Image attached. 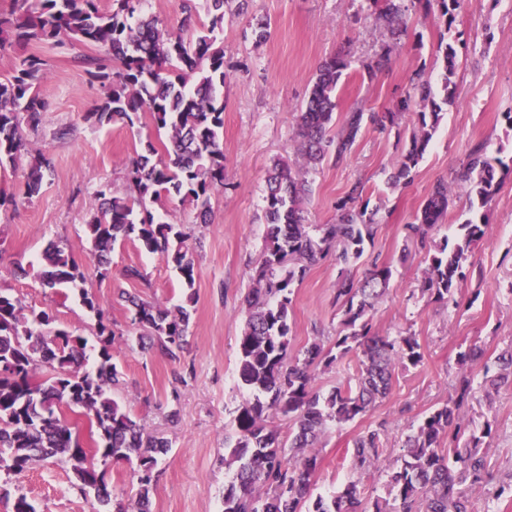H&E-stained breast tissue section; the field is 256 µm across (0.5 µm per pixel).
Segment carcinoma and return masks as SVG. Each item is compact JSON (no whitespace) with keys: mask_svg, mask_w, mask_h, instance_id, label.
Returning <instances> with one entry per match:
<instances>
[{"mask_svg":"<svg viewBox=\"0 0 512 512\" xmlns=\"http://www.w3.org/2000/svg\"><path fill=\"white\" fill-rule=\"evenodd\" d=\"M212 14L208 33L191 41L184 29L193 18L195 0H183L185 17L178 28L159 26L158 19L140 16L142 0H112L100 10L98 0H10L0 12V53L16 54L13 73L0 78V169L16 166L28 152L24 128H36L45 104L39 87L46 78L45 62L25 52L33 42L56 47L66 44L97 49L95 55H77L74 61L89 77L102 84L105 96L86 119L99 126L121 122L133 126L141 112L150 113L159 129L168 132L171 150L156 161L152 142L136 154L129 168L131 193L124 196L98 192V203L85 224V235L97 259L100 279L109 276V256L115 246L138 242L178 270L189 289L184 300L167 306L120 297L133 307L131 325L138 339L149 338L171 359L183 352L190 326V292L195 280V259L190 235L174 224H165L147 203L179 197L208 222L213 190L224 185V47L215 31L223 28L226 8H248L249 0H207ZM403 0H372L375 20L398 37L406 28ZM462 0H426L428 11L438 13L437 53L443 73L438 83L424 71L409 77V89L380 110L352 107L336 123L337 89L351 68L347 55L324 60L315 74L309 96L298 113L302 161L276 160L266 176L263 197L268 224L264 260L255 286L245 298L246 310L238 339L239 378L252 393L234 416L235 443L224 455V467L233 471L224 489V512H491L508 486L492 485L487 471L483 439L490 424L473 427L464 410L476 399L471 369L489 370L486 350L472 344L457 354L460 372L454 396L425 414L407 436L404 453L396 465L385 469L386 497L372 507L364 502L360 480H349L335 492L311 497L318 468L314 452L330 423L342 424L367 415L387 398L398 365L415 366L422 360L411 336L389 338L373 327L376 304L386 294L394 270L389 262L368 254L381 225L378 212L364 203L365 185L352 183L336 204V222L319 224L318 235L308 231L304 203L310 194L308 175L324 161L341 166L352 155L365 131L388 134L401 129L406 116H417L408 148L388 177L393 186L409 184L423 160L443 117V107L453 103L458 51L446 40L455 11ZM391 48L376 58L359 61L362 75L373 78L389 62ZM52 157L37 153L28 163L23 197L39 194ZM500 185L496 168L482 144L474 146L454 178V186L439 180L425 200L415 222L404 226L401 259L411 251L424 254L427 268L421 292L436 301L450 302L467 279L469 258L475 244L487 233V224L469 220L459 225L454 240L436 238L440 224L453 204L454 191L472 207H490ZM333 257L339 267L335 284L340 329L325 346L315 338L302 356L288 358L291 331L289 309L293 286L312 267ZM367 260L361 277L351 267ZM292 264L283 277L277 269ZM42 286L54 289L70 284L79 288L82 305L98 317L99 350L95 365L85 368V338L56 323L47 310H36L0 288V471L21 473L36 462L54 458L70 465L82 490L96 493L101 505L110 504L105 473L88 460L66 411L78 409L96 428L95 453L103 463L128 462L137 468L136 497L116 512H150L151 492L159 458L170 442L151 435L134 420L110 392L120 383L112 363L115 333L104 321L100 298L82 287L84 272L71 248L51 242L42 254L38 274ZM359 367L354 377L336 385L327 395L312 388L317 369H329L349 354ZM497 372L486 380L485 397L512 387V349L494 360ZM288 418V440L268 418ZM382 448L377 429L360 433L353 443L352 469L366 473L377 468ZM486 489V504L471 499L462 489L466 481Z\"/></svg>","mask_w":512,"mask_h":512,"instance_id":"cac0c4a2","label":"carcinoma"}]
</instances>
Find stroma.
Returning <instances> with one entry per match:
<instances>
[{"label": "stroma", "instance_id": "stroma-1", "mask_svg": "<svg viewBox=\"0 0 512 512\" xmlns=\"http://www.w3.org/2000/svg\"><path fill=\"white\" fill-rule=\"evenodd\" d=\"M268 19L265 42L256 43L253 21ZM407 28L391 39L376 26L370 0H250L246 13L226 15L217 38L224 47V186L211 195V221L199 224L189 206L171 199L158 209L162 221L192 229L196 239L195 302L184 352L172 360L144 351L136 342L132 312L118 299L127 291L151 302L178 303L185 287L171 263L146 253L138 243L116 246L111 273L99 279L84 235L90 206L99 190L115 196L129 192L128 165L145 143L166 141L150 114L134 126H98L85 114L96 105L103 87L90 82L72 60L71 51L30 45L48 74L40 86L45 103L41 124L26 129L30 152L54 160L40 193L0 210V287L29 307L52 310L59 324L88 341V358L99 344L97 319L76 292L42 288L35 277L14 278V262L38 264L49 242L68 245L82 262L87 289L99 295L106 319L116 333L112 361L122 375L111 395L147 433L166 438L171 448L157 467L152 512H221L224 488L232 473L221 459L235 440L234 411L251 393L237 374V342L245 318V297L254 286L263 258L267 224L263 196L274 160L298 157L297 113L307 99L319 65L339 52L358 61L394 42L391 62L374 79L356 69L343 76L339 111L354 106L381 108L408 90L418 69L438 80L442 62L436 54L439 23L435 16L409 9ZM464 42L454 77L455 102L445 110L433 142L413 182L390 188L387 173L403 147L396 134L367 133L347 165L325 164L309 178L305 205L309 225L336 220V202L354 181L366 186L369 209L385 219L374 250L395 263L388 293L377 304L373 326L382 336H412L423 352L415 367H397L390 395L355 421L329 425L318 445L315 490L329 494L359 478L367 495H382L383 468L396 463L409 426L445 403L455 383L457 354L470 344L497 354L512 344V171L508 173L483 220L485 238L473 250L471 274L456 293V305L423 295L422 255L399 262L404 227L415 217L440 179L452 180L470 149L486 145L489 158L512 168V0H464L455 23ZM67 137L56 138L59 128ZM141 268L143 280L125 279L126 267ZM333 259L313 267L296 286L290 309L288 353L296 357L314 337L331 342L339 328ZM468 415L490 422L484 442L497 481L512 482V391L491 401H476ZM384 427L381 471L355 475L351 450L358 434ZM26 495L38 512H100L93 493L76 484L69 465L48 459L19 474L0 473V512H12L18 495Z\"/></svg>", "mask_w": 512, "mask_h": 512}]
</instances>
